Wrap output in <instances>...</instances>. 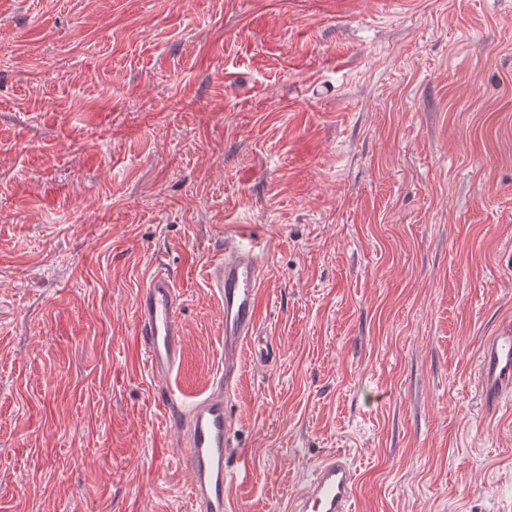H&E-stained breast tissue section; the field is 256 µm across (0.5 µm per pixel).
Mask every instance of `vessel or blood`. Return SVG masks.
<instances>
[{
  "label": "vessel or blood",
  "instance_id": "vessel-or-blood-1",
  "mask_svg": "<svg viewBox=\"0 0 512 512\" xmlns=\"http://www.w3.org/2000/svg\"><path fill=\"white\" fill-rule=\"evenodd\" d=\"M263 248L257 236L243 233L225 242L223 253L207 265L210 291L224 306V367L210 388L196 397H187L178 384L184 352L177 316L180 297L173 277L166 269H157L135 300L136 331L147 368L160 385L170 432L188 468L194 512H225L228 461L241 454L232 443L235 421L224 395L239 377L244 350L260 344ZM478 377L489 408L512 397V330L486 340ZM355 490V470L344 455L333 453L290 496L289 512H353Z\"/></svg>",
  "mask_w": 512,
  "mask_h": 512
}]
</instances>
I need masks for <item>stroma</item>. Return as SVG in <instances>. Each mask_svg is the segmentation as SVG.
I'll list each match as a JSON object with an SVG mask.
<instances>
[{
    "label": "stroma",
    "mask_w": 512,
    "mask_h": 512,
    "mask_svg": "<svg viewBox=\"0 0 512 512\" xmlns=\"http://www.w3.org/2000/svg\"><path fill=\"white\" fill-rule=\"evenodd\" d=\"M265 242L227 395L286 512L326 455L355 512H512V0H0V512H193L135 335L164 262L182 382L224 362L205 278ZM478 377L486 406L497 408L512 395V330L490 336L482 349Z\"/></svg>",
    "instance_id": "35a3bbf8"
}]
</instances>
